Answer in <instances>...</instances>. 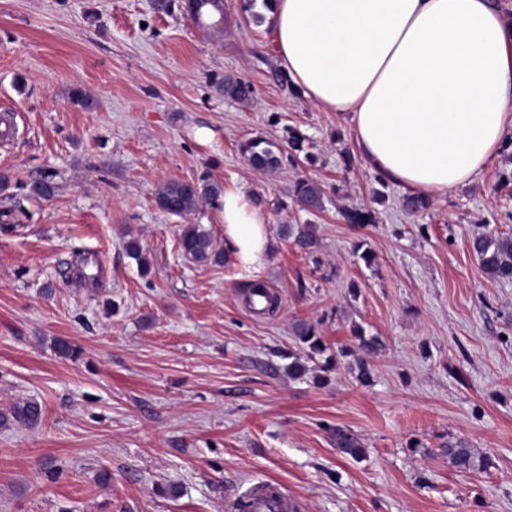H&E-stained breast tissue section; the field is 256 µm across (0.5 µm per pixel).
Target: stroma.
<instances>
[{
    "label": "stroma",
    "instance_id": "35a3bbf8",
    "mask_svg": "<svg viewBox=\"0 0 512 512\" xmlns=\"http://www.w3.org/2000/svg\"><path fill=\"white\" fill-rule=\"evenodd\" d=\"M188 3L0 0V414L42 407L36 427L0 423V512H238L264 481L301 512H512V283L469 249L480 232L512 236V147L408 212L356 152L347 114L290 85L243 0H224L212 33ZM227 75L251 84L248 103L216 93ZM77 87L92 110L71 104ZM292 129L312 160L265 175L247 164L241 143L284 152ZM46 175L54 195L33 196ZM203 177L265 206L262 266L178 251L186 222L223 238L222 210L181 219L154 192ZM301 178L325 192L315 215L293 201ZM355 210L374 223H349ZM308 220L311 254L279 233ZM253 280L279 297L267 316L245 303ZM297 320L339 352L333 370L316 359L289 376ZM357 327L381 342L368 385L350 372ZM57 338L80 357H58ZM337 426L361 459L337 448ZM456 439L490 467H451L440 448Z\"/></svg>",
    "mask_w": 512,
    "mask_h": 512
}]
</instances>
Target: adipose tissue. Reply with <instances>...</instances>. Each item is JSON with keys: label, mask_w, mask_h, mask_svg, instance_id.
I'll return each mask as SVG.
<instances>
[{"label": "adipose tissue", "mask_w": 512, "mask_h": 512, "mask_svg": "<svg viewBox=\"0 0 512 512\" xmlns=\"http://www.w3.org/2000/svg\"><path fill=\"white\" fill-rule=\"evenodd\" d=\"M279 65L315 108L347 114L372 170L408 195L479 180L512 135V22L494 0H269ZM243 268L271 251L266 209L222 199Z\"/></svg>", "instance_id": "adipose-tissue-1"}]
</instances>
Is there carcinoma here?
<instances>
[{
  "label": "carcinoma",
  "instance_id": "1",
  "mask_svg": "<svg viewBox=\"0 0 512 512\" xmlns=\"http://www.w3.org/2000/svg\"><path fill=\"white\" fill-rule=\"evenodd\" d=\"M216 92L238 103H245L252 97L251 85L239 78L228 76L216 84ZM250 166L263 174H272L282 166V156L273 149V144L255 138L241 145ZM224 195V186L209 179H201L189 185L183 181L171 180L162 184L154 195L159 209L176 217L185 218L198 210L203 202L218 203ZM294 200L307 212L313 214L323 209L324 192L321 186L308 179H300L294 184ZM281 236L293 240L294 244L306 253H312L317 247L314 225L283 224L280 228ZM179 247L182 254L189 260L198 264L224 263V249L217 239L198 224L183 226L179 237ZM125 248L134 258L141 271L146 273L150 269V262L143 255L142 248L136 239L126 241ZM470 250L478 259L483 271L499 282H512V236L478 233L470 240ZM291 333L299 349L294 360L288 364V375L301 378L307 368L305 360L317 356L325 357L323 369L331 370L337 365L335 356L327 354L329 346L320 336L315 325L304 320L292 324ZM358 340L360 356L355 359L353 371L356 378L367 382L371 378L367 358L375 354L380 347L379 340L364 335L363 329L354 332ZM54 352L64 359H76L80 355L79 348L71 341L57 338L53 341ZM42 409L38 402L30 400L15 404L9 411L12 422L21 426L31 427L41 420ZM336 447L355 459L363 455V448L357 439L341 427L332 430ZM441 452L448 456V462L460 471L485 470L490 460L485 455H476L469 444L463 440L450 441L441 448Z\"/></svg>",
  "mask_w": 512,
  "mask_h": 512
}]
</instances>
